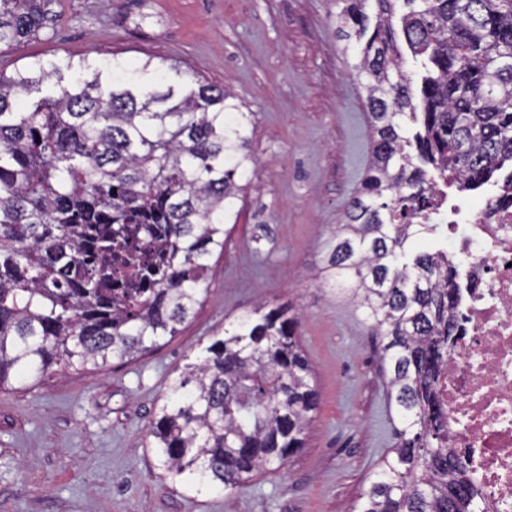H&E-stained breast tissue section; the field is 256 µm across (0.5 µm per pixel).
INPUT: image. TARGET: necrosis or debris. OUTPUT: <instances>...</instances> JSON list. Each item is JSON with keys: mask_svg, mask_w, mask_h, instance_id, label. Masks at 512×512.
<instances>
[{"mask_svg": "<svg viewBox=\"0 0 512 512\" xmlns=\"http://www.w3.org/2000/svg\"><path fill=\"white\" fill-rule=\"evenodd\" d=\"M461 340L437 384L449 444L480 491L481 512H512V187L448 207Z\"/></svg>", "mask_w": 512, "mask_h": 512, "instance_id": "necrosis-or-debris-1", "label": "necrosis or debris"}]
</instances>
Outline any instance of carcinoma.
I'll list each match as a JSON object with an SVG mask.
<instances>
[{"instance_id": "cac0c4a2", "label": "carcinoma", "mask_w": 512, "mask_h": 512, "mask_svg": "<svg viewBox=\"0 0 512 512\" xmlns=\"http://www.w3.org/2000/svg\"><path fill=\"white\" fill-rule=\"evenodd\" d=\"M335 2L375 140L326 272L371 322L397 418L356 512H474L436 391L459 325L433 215L438 184L473 191L512 167V0ZM45 14L46 0H0V54ZM164 66L82 58L76 82L27 103L59 69L0 72V389L144 354L207 292L257 164L252 122L222 87L152 80ZM138 236L161 250L130 251ZM300 326L289 305L257 309L172 381L150 426L168 475L232 493L303 447L318 392Z\"/></svg>"}]
</instances>
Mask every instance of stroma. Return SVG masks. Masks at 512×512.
Here are the masks:
<instances>
[{
  "label": "stroma",
  "mask_w": 512,
  "mask_h": 512,
  "mask_svg": "<svg viewBox=\"0 0 512 512\" xmlns=\"http://www.w3.org/2000/svg\"><path fill=\"white\" fill-rule=\"evenodd\" d=\"M334 0H48L44 27L0 55L177 63V83L229 88L251 115L252 153L236 223L209 262L206 294L176 336L101 368L0 389V512H350L395 440L371 323L327 281V242L369 164L372 133L357 62ZM303 315L319 393L305 445L231 494L160 469L150 422L185 365L258 303Z\"/></svg>",
  "instance_id": "1"
}]
</instances>
